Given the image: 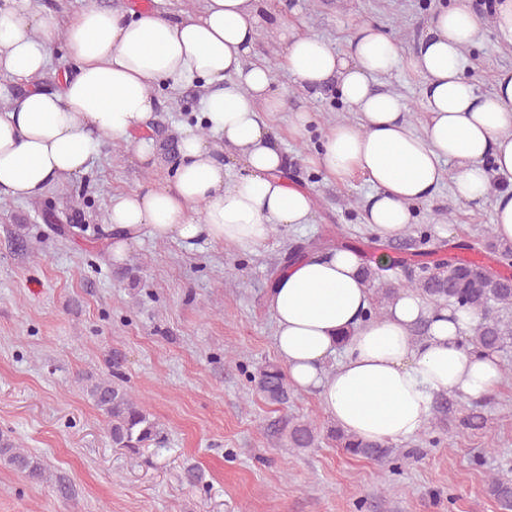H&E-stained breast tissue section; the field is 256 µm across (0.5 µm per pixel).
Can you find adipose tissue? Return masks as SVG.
I'll return each mask as SVG.
<instances>
[{
  "mask_svg": "<svg viewBox=\"0 0 512 512\" xmlns=\"http://www.w3.org/2000/svg\"><path fill=\"white\" fill-rule=\"evenodd\" d=\"M252 0H205L197 14L174 21L90 4L66 25L37 0H0V71L25 89L0 111V196L37 199L87 174L105 145L125 143L155 163L143 137L157 107L156 88L203 82L200 125L182 129L178 158L166 177L113 197L107 254L122 261L141 236L249 248L281 226L311 223L312 193L291 184L287 161L259 118L284 100L271 90L268 66L247 63L256 36ZM478 15L459 0L439 12L405 55L386 31L363 23L345 51L288 33L285 65L304 87L335 85L357 120L332 124L312 163L344 182L364 176L374 187L365 221L384 241L412 224L414 205L443 181L464 204H491L494 234L512 243V190L492 193L495 176H512V71L481 95L462 65L481 35ZM73 72L56 87L42 83L55 42ZM402 69L423 76L427 118L414 126L404 99L373 79ZM233 147L244 172L228 178L219 155ZM372 291L358 254L338 250L291 263L272 283L267 307L274 345L294 389L313 391L344 431L366 441L409 440L430 424L442 393L470 400L494 395L504 374L498 354L467 345L476 313L426 305L404 291L369 319ZM428 322L426 335L414 334ZM350 332L346 344L338 337Z\"/></svg>",
  "mask_w": 512,
  "mask_h": 512,
  "instance_id": "adipose-tissue-1",
  "label": "adipose tissue"
}]
</instances>
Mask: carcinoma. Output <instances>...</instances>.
<instances>
[{"label":"carcinoma","instance_id":"carcinoma-1","mask_svg":"<svg viewBox=\"0 0 512 512\" xmlns=\"http://www.w3.org/2000/svg\"><path fill=\"white\" fill-rule=\"evenodd\" d=\"M493 229L488 227L482 234L470 241L457 245V251H438V263L433 266L421 261L432 254L428 249V235L408 236L399 249L408 251L418 260L405 264V279H383L379 270L362 267L369 287L374 282L384 280L382 301L379 307L366 312L370 319L384 313L390 301L400 291L412 290L428 303H447L471 310L481 317L466 338V343L482 350L500 352L512 346V319L502 312L512 309V251L501 249L492 241ZM346 247L341 241L310 240L293 246L291 257L300 258L321 249ZM255 391L273 404L284 405L292 395V387L287 373L280 366L269 364L258 373L250 376ZM87 395L94 404L110 419L109 437L112 447L122 449L132 455H141L146 449L158 452L165 448L166 436L160 424L150 413L138 404L121 372L119 356L112 357V377L101 379L86 388ZM457 402L446 394L435 400L434 419L444 421L452 413H461L459 422L471 430L485 427L486 417L483 404L471 403L468 407L455 409ZM270 431L283 446L297 451L317 448L322 440H331L336 446L352 457L378 463L397 465L414 457L409 451L397 455L390 442L377 443L361 440L340 428H331L321 434L320 428L312 420L280 416L270 423ZM0 463L8 465L35 484L45 480V467L35 456L14 447L12 442L0 437ZM485 492L492 497L503 512H512V479L500 476L488 478Z\"/></svg>","mask_w":512,"mask_h":512}]
</instances>
